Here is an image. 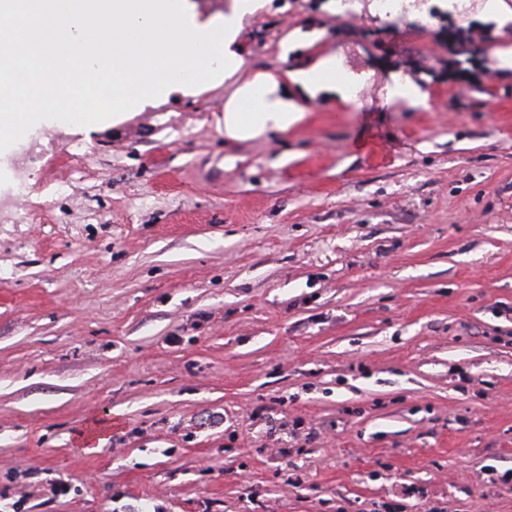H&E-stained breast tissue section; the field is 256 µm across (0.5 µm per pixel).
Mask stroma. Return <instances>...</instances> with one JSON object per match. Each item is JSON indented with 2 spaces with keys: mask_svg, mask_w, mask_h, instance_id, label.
I'll return each mask as SVG.
<instances>
[{
  "mask_svg": "<svg viewBox=\"0 0 512 512\" xmlns=\"http://www.w3.org/2000/svg\"><path fill=\"white\" fill-rule=\"evenodd\" d=\"M329 2L268 0L239 35L277 74L320 31L354 81L288 132L225 142L221 84L28 126L48 149L0 215V512H512V22ZM390 96L406 99L414 106H426L428 101V94L425 91L411 81L400 78L394 79L390 88Z\"/></svg>",
  "mask_w": 512,
  "mask_h": 512,
  "instance_id": "obj_1",
  "label": "stroma"
}]
</instances>
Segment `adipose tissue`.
<instances>
[{
	"instance_id": "adipose-tissue-1",
	"label": "adipose tissue",
	"mask_w": 512,
	"mask_h": 512,
	"mask_svg": "<svg viewBox=\"0 0 512 512\" xmlns=\"http://www.w3.org/2000/svg\"><path fill=\"white\" fill-rule=\"evenodd\" d=\"M261 7V0H235L222 18L201 23L189 0H0V46H24L36 63L28 94L0 71V101L14 107L0 114V138L22 121L46 123L51 113L74 120L96 84L111 86L117 114L167 93L228 83V142L288 132L304 121L306 102L351 101L353 85L337 80L332 55L281 76L243 71L238 36Z\"/></svg>"
}]
</instances>
